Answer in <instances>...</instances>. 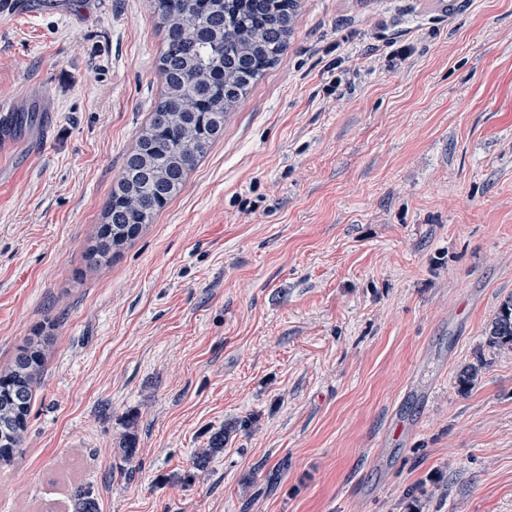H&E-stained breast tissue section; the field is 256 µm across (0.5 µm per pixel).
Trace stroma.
<instances>
[{
	"mask_svg": "<svg viewBox=\"0 0 512 512\" xmlns=\"http://www.w3.org/2000/svg\"><path fill=\"white\" fill-rule=\"evenodd\" d=\"M40 4L0 15V368L54 341L0 512L78 486L99 512H512V349L484 336L512 295V0H301L181 193L93 269L162 35L151 0Z\"/></svg>",
	"mask_w": 512,
	"mask_h": 512,
	"instance_id": "35a3bbf8",
	"label": "stroma"
}]
</instances>
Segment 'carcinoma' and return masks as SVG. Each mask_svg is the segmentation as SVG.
<instances>
[{"mask_svg": "<svg viewBox=\"0 0 512 512\" xmlns=\"http://www.w3.org/2000/svg\"><path fill=\"white\" fill-rule=\"evenodd\" d=\"M300 0H154L164 50L159 58L163 90L136 134L121 178L101 214L88 258L98 264L119 255L184 188L189 172L224 133V119L274 66L287 48ZM488 345L512 349V296L503 300L485 331ZM50 339L36 333L0 370V464L22 448L33 389L40 380ZM484 366L479 359L456 376L469 391ZM224 447L196 455L203 468ZM75 512H98L90 492H73Z\"/></svg>", "mask_w": 512, "mask_h": 512, "instance_id": "carcinoma-1", "label": "carcinoma"}]
</instances>
